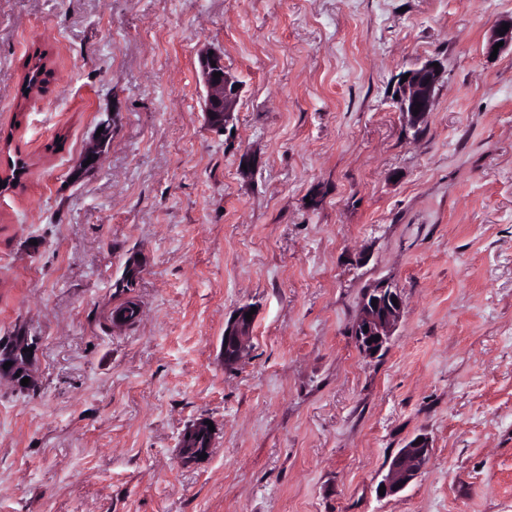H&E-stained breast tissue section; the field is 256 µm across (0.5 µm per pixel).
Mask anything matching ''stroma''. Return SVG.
I'll return each mask as SVG.
<instances>
[{
	"mask_svg": "<svg viewBox=\"0 0 512 512\" xmlns=\"http://www.w3.org/2000/svg\"><path fill=\"white\" fill-rule=\"evenodd\" d=\"M512 0H0V512H512ZM240 83L224 131L199 56ZM48 53L45 94L19 96ZM443 76L425 124L402 71ZM112 141L70 174L100 113ZM135 280L118 292L127 274ZM405 299L387 354L364 289ZM131 298L142 316L114 324ZM256 309L249 359L224 327ZM200 419L205 458L178 448ZM424 434L421 475L383 497ZM436 60H428L424 64L404 71L399 80V93L397 104L407 122L413 127H419L429 112H432L434 105V92L442 76V67L433 66ZM410 76L405 82L402 78L405 74ZM416 104H421L419 113L413 115ZM395 297L397 305L393 304ZM378 299L376 308L371 302ZM404 312V300L398 289L388 283L380 282L368 288L360 301L359 313L354 322L356 345L366 357H377L384 353ZM364 327L368 328L364 332ZM372 336H380V340H372ZM371 340V344H368ZM376 350V353H373ZM251 311L249 305L239 307L234 314H238L236 319L233 316L224 328V367L233 369L249 358L250 334L254 325V314L251 315V321H247L245 314ZM419 437H423V442H419ZM431 451V441L425 435L416 436L400 448L390 459L387 473L379 483V488L381 485L385 487L383 496L398 494L418 478L430 459Z\"/></svg>",
	"mask_w": 512,
	"mask_h": 512,
	"instance_id": "1",
	"label": "stroma"
}]
</instances>
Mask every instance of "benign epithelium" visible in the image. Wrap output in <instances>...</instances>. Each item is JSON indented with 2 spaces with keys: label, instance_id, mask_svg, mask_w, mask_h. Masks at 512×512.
Listing matches in <instances>:
<instances>
[{
  "label": "benign epithelium",
  "instance_id": "1",
  "mask_svg": "<svg viewBox=\"0 0 512 512\" xmlns=\"http://www.w3.org/2000/svg\"><path fill=\"white\" fill-rule=\"evenodd\" d=\"M509 29L500 34L501 24H496L491 30L486 42V54L493 52V46L502 41L498 53L512 51V18L507 20ZM201 78L205 88L203 112L210 127L221 130L230 117L238 102L239 90L234 88L238 80L225 69L224 56L215 51L213 54H204L200 59ZM221 73L220 78L213 77V73ZM410 76L399 85L397 104L407 122L418 127L422 124L434 105V92L441 76L442 68L433 66L429 60L424 64L408 69ZM418 114H413L414 109ZM97 127L103 128L100 135L93 137L85 149L80 164L92 160L91 166L99 165L105 148L112 140L113 116L110 112H103ZM376 305H371L372 300ZM251 307L244 305L236 310L238 317L230 319L224 328V369H233L249 358L250 334L254 321L245 318ZM404 312V300L398 289L385 282H380L367 289L360 301L359 313L354 322L356 332L355 342L359 351L367 357L379 356L384 353L393 336ZM378 336L380 340L374 341L372 337ZM432 445L429 437L421 439L415 437L399 449L388 463V470L381 484L385 487L384 495L393 496L412 483L430 459Z\"/></svg>",
  "mask_w": 512,
  "mask_h": 512
}]
</instances>
